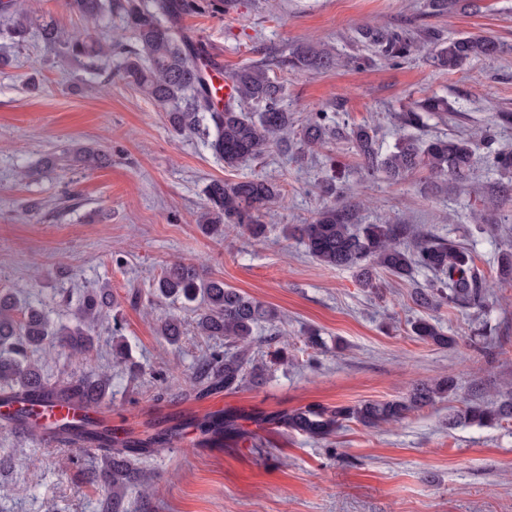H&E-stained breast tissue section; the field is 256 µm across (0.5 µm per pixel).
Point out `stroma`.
Returning a JSON list of instances; mask_svg holds the SVG:
<instances>
[{
    "label": "stroma",
    "mask_w": 512,
    "mask_h": 512,
    "mask_svg": "<svg viewBox=\"0 0 512 512\" xmlns=\"http://www.w3.org/2000/svg\"><path fill=\"white\" fill-rule=\"evenodd\" d=\"M31 2L63 35L130 40L120 16L102 30L66 10L63 0ZM363 26L429 28L444 38L478 33L503 50L448 74L422 52L395 63L368 51L359 41ZM180 29L206 43L228 75L297 47L330 46L338 65L314 74L273 69L289 110L300 124L324 111L340 126L369 125L385 150L405 132L400 113L427 96L447 98L450 111L419 130L425 139L471 136L497 113H512V0H477L440 15L431 14L427 0H237L225 14L185 15ZM0 53L14 59L0 68V290L65 323L70 307L63 295L109 285L141 366L134 380L113 362L103 323L94 351L51 355L46 373L107 371L112 430L120 437H147L215 405L241 418V436L224 439L220 451L198 450L192 430L182 446L146 458L151 496L129 491L131 512H512V424L448 423L475 386L492 394L512 388V282H502L498 271L500 253L512 247V203L501 208L498 223L484 224V204L469 191L430 197L414 176L366 178L344 137L302 158L273 146L257 162L230 169L203 137L171 135L160 108L123 78L119 56L90 71L63 63L34 33L20 46L0 38ZM353 55L365 56V65H349ZM77 141L111 150V164L68 165L64 157ZM51 156L56 166H47ZM254 175L281 192L264 214L265 238L234 226L220 240L204 235L195 219L207 184ZM328 183L362 223L411 224L470 250L488 280V305L439 310L454 345L431 346L410 331L422 311L409 292L431 282V272L381 273L376 295L351 270L323 266L283 236L284 225L317 218ZM35 203L39 213L26 214ZM173 261L276 308L287 366L273 368L261 387L195 397L192 366L224 341L190 331L172 346L158 336L166 314L193 321L179 303L152 294ZM308 329L320 334L324 349L306 345ZM442 376L455 379L456 394L394 426L350 423L318 443L257 420L309 404L392 399L415 381ZM8 455L14 464L0 475V512H102L106 492L87 476L101 451L61 450L0 426V458Z\"/></svg>",
    "instance_id": "obj_1"
}]
</instances>
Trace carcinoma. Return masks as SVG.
Instances as JSON below:
<instances>
[{"instance_id":"cac0c4a2","label":"carcinoma","mask_w":512,"mask_h":512,"mask_svg":"<svg viewBox=\"0 0 512 512\" xmlns=\"http://www.w3.org/2000/svg\"><path fill=\"white\" fill-rule=\"evenodd\" d=\"M64 6L94 26L114 13L120 14L134 38V43L121 52L124 78L165 112L175 135L206 137L212 152L228 168L258 160L273 145L288 148L293 117L285 104V88L269 75L270 67L318 71L334 64L329 50L312 48H297L274 60L254 61L231 76L235 94L218 110L200 78L206 48L181 37L177 26L186 13L225 12L232 0H64ZM32 29L46 44L59 47L64 56L91 68L97 60L112 56V42L81 35L65 38L54 19L32 11L24 0L0 4V36L20 44ZM359 36L366 46L391 61L404 59L429 44L432 66L447 72L459 71L501 52L496 40L482 34L443 39L434 33L415 36L406 31L367 27L360 30ZM446 111L447 100L428 96L404 112L402 120L417 129L425 126L424 118ZM336 135L338 131L329 124L328 113L317 112L302 127L294 145L302 153L323 146ZM346 136L366 175L401 181L421 174L424 189L438 194L450 184L471 186L473 156L480 148L491 149L496 130L486 126L469 138L422 139L403 135L384 153L379 151L376 136L368 126H355ZM107 157V152L95 145L77 143L68 151L67 161L73 166H92L105 163ZM205 194L207 204L196 219L205 234L222 237L224 225L235 224L259 240L266 233L262 212L280 192L267 179L253 176L240 181L213 180ZM511 197L512 180L501 182L489 192L486 208L497 211ZM283 232L300 240L321 264L353 270L359 283L373 293L379 291L380 269L397 277H410L417 268L433 272L434 281L410 293L411 301L425 312L444 305L482 308L486 304L485 275L470 252L408 224H359L355 212L333 201L313 223L295 224L283 228ZM156 293L184 305L200 303L194 320L197 335L222 337L234 348L232 352L215 350L195 364L191 381L198 396L258 386L272 367L288 364V348L284 346L267 352L265 361L256 360L254 352L259 344L257 328L274 322L277 312L225 287L224 281L205 278L192 264L174 262L163 268ZM114 306L111 289L89 288L72 310V324L57 325L44 309L14 293L0 291V398L22 404L51 397L80 401L88 414L62 419L57 427L81 436L90 447L104 452L102 468L91 472L90 479L112 490L105 498V512H128L126 491L137 488L145 496L150 490L146 474L139 467L140 460L169 445L179 430L172 427L144 439L119 441L111 429L91 417L112 397V379L108 375L89 371L53 382L45 377L40 360L33 358L36 352L54 349L88 355L95 346L97 327L110 316ZM157 332L174 346L184 334V320L177 314H168L160 318ZM411 332L422 342L439 348L455 343V338L428 315L412 322ZM456 389L454 378L446 376L416 382L404 396L391 400L333 407L307 405L264 416L260 421L320 442L330 439L348 423L367 429L400 423L410 413L456 393ZM473 393L474 399L464 402V407L448 418V425L498 426L512 421L511 391L490 401L483 399V389L478 385ZM196 428L204 436L234 434L240 431V424L238 417L217 412Z\"/></svg>"}]
</instances>
